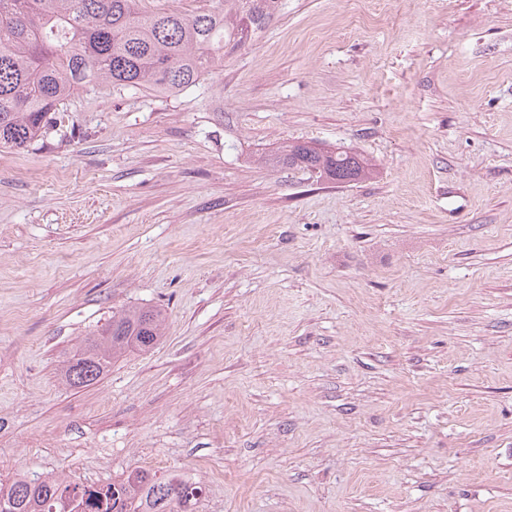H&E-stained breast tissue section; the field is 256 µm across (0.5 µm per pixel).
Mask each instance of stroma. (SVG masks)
I'll return each mask as SVG.
<instances>
[{
	"label": "stroma",
	"instance_id": "1",
	"mask_svg": "<svg viewBox=\"0 0 512 512\" xmlns=\"http://www.w3.org/2000/svg\"><path fill=\"white\" fill-rule=\"evenodd\" d=\"M65 108L0 150V478L512 512V0H281L196 86ZM287 142L376 173L262 164ZM134 305L165 336L66 385Z\"/></svg>",
	"mask_w": 512,
	"mask_h": 512
}]
</instances>
